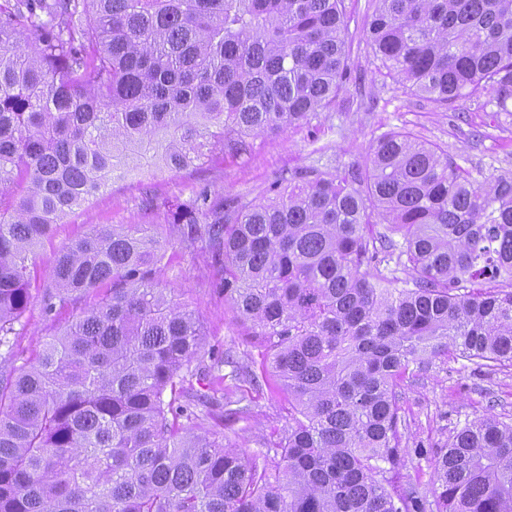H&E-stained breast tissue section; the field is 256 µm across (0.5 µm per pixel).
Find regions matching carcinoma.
Returning <instances> with one entry per match:
<instances>
[{
  "mask_svg": "<svg viewBox=\"0 0 512 512\" xmlns=\"http://www.w3.org/2000/svg\"><path fill=\"white\" fill-rule=\"evenodd\" d=\"M346 27L345 0H0V364L57 224L132 169L240 157L335 104ZM367 36L447 110L512 97V0H377ZM268 194L200 188L164 237L101 224L62 248L42 308L88 306L0 372V512H512V421L493 415L453 431L430 490L396 485L406 383L451 356L512 365V171L392 132L366 169ZM175 241L217 271L272 376L203 354L156 278ZM272 377L288 429L259 438L260 466L224 428L253 417L242 384Z\"/></svg>",
  "mask_w": 512,
  "mask_h": 512,
  "instance_id": "carcinoma-1",
  "label": "carcinoma"
}]
</instances>
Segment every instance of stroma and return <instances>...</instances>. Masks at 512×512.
I'll list each match as a JSON object with an SVG mask.
<instances>
[{"label":"stroma","mask_w":512,"mask_h":512,"mask_svg":"<svg viewBox=\"0 0 512 512\" xmlns=\"http://www.w3.org/2000/svg\"><path fill=\"white\" fill-rule=\"evenodd\" d=\"M346 6L352 39L348 68L360 79L359 87L349 88L335 105L304 125L255 137L248 155H217L180 172L134 170L115 179L88 208L75 210L57 225L52 237L37 249L39 274H48L59 250L96 224H151L158 233H165L163 214L141 209L143 192H151L168 209L200 187L260 200L269 184L286 171L315 167L332 173L349 164L367 166L373 142L392 131L408 130L439 144L465 167H477L487 174L512 170V99L503 112L483 96L460 102L457 111L448 112L405 92L386 76L367 43L366 21L375 8L374 0H346ZM213 279V269L202 258L177 244L168 248L160 276L162 287L171 289L181 304L198 314L210 348L232 349L239 362L261 371L268 363L266 351L246 338L244 325L215 291ZM31 294L33 301L13 338L21 366L34 359L45 341L78 319L87 306L81 298L47 316L41 309V288H32ZM403 397L410 428L398 479L427 488L435 461L454 427L483 414L512 416V366L478 370L468 361L452 358L408 382ZM287 427V398L274 387L257 396L252 419L233 424L228 435L248 457L255 458L260 453V436L281 433Z\"/></svg>","instance_id":"35a3bbf8"}]
</instances>
